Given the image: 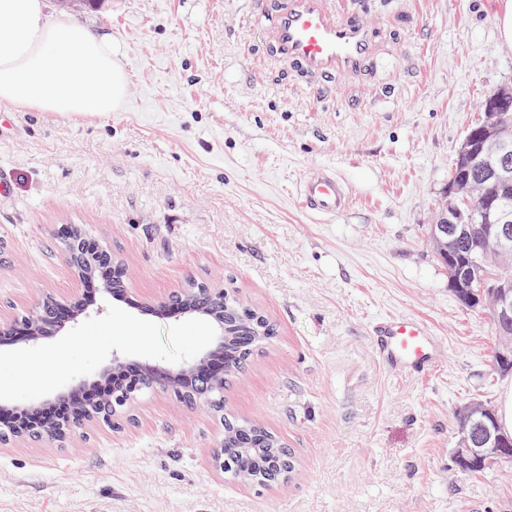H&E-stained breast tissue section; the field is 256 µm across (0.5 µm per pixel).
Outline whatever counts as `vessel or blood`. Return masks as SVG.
I'll return each instance as SVG.
<instances>
[{
  "mask_svg": "<svg viewBox=\"0 0 512 512\" xmlns=\"http://www.w3.org/2000/svg\"><path fill=\"white\" fill-rule=\"evenodd\" d=\"M254 8L269 7L265 41L274 60L308 83L357 72L371 62L378 37L376 28L357 13L340 16L332 0H251ZM302 207L318 216H336L351 202L348 185L333 170L318 167L301 182ZM378 357L395 371H432L442 358L441 345L418 318L394 316L373 327Z\"/></svg>",
  "mask_w": 512,
  "mask_h": 512,
  "instance_id": "vessel-or-blood-1",
  "label": "vessel or blood"
}]
</instances>
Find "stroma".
<instances>
[{
  "mask_svg": "<svg viewBox=\"0 0 512 512\" xmlns=\"http://www.w3.org/2000/svg\"><path fill=\"white\" fill-rule=\"evenodd\" d=\"M382 33L365 72L303 83L268 53L246 0H104L65 16L117 42L124 106L93 116L0 104V320L84 291L58 235L76 225L156 303L189 284L234 294L277 327L224 392V411L162 390L122 429L0 443V512H512V466L454 464L453 412L500 406L485 311L462 306L430 229L485 95L512 82L504 0H359ZM328 166L353 205L323 218L296 186ZM421 318L445 355L389 370L372 327ZM212 325L140 314L99 292L77 325L0 353V396L43 405L93 383L112 355L176 365ZM232 416L295 456L279 483L216 473Z\"/></svg>",
  "mask_w": 512,
  "mask_h": 512,
  "instance_id": "35a3bbf8",
  "label": "stroma"
}]
</instances>
